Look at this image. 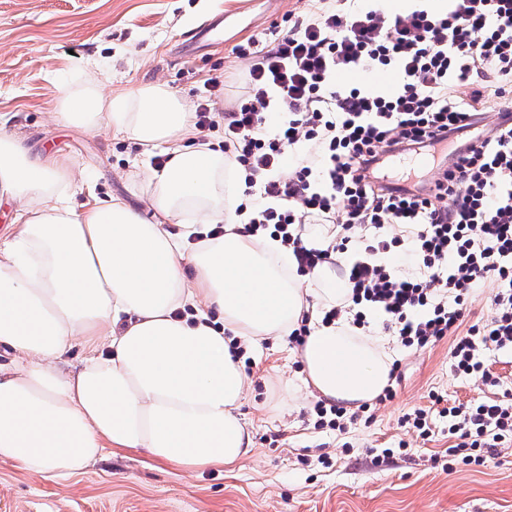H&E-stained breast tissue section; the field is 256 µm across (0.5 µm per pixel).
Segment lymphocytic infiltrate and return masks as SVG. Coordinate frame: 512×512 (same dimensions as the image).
<instances>
[{"label":"lymphocytic infiltrate","mask_w":512,"mask_h":512,"mask_svg":"<svg viewBox=\"0 0 512 512\" xmlns=\"http://www.w3.org/2000/svg\"><path fill=\"white\" fill-rule=\"evenodd\" d=\"M250 59L247 91L235 110L199 103L195 127L220 129L245 171L246 203L236 212L249 234L270 233L292 248L299 273L332 252L365 242L366 259L346 276L353 322L377 310L402 347L422 350L451 338L449 368L485 376L482 350H512V124L491 135L471 128L488 97L512 115V0H448L389 16L327 7L294 21L273 47L239 49ZM392 68L394 90L340 83L342 74ZM455 144L452 169L399 185L394 159ZM308 224L336 228L333 249L308 247ZM405 247L420 273L383 263ZM494 288V315L465 325L469 296ZM417 409L404 421L419 436L431 416L447 419L449 456L482 465L512 442V400Z\"/></svg>","instance_id":"1"}]
</instances>
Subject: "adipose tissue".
I'll return each instance as SVG.
<instances>
[{"mask_svg":"<svg viewBox=\"0 0 512 512\" xmlns=\"http://www.w3.org/2000/svg\"><path fill=\"white\" fill-rule=\"evenodd\" d=\"M192 112L159 80L106 89L90 74L60 90L55 120L107 127L146 152L166 146V165L141 179L145 215L113 197L76 212L83 172L0 134V198L14 203L16 224L0 246V461L55 478L109 449L187 471L234 466L254 448L239 414L247 376L231 347L303 322L311 395L356 408L388 385L385 337L323 321L350 298L335 270L346 254L301 274L281 242L242 233L244 175L234 154L200 141ZM218 224L223 234L212 235ZM78 342L87 356L64 369Z\"/></svg>","mask_w":512,"mask_h":512,"instance_id":"obj_1","label":"adipose tissue"}]
</instances>
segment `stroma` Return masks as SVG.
Masks as SVG:
<instances>
[{"instance_id":"1","label":"stroma","mask_w":512,"mask_h":512,"mask_svg":"<svg viewBox=\"0 0 512 512\" xmlns=\"http://www.w3.org/2000/svg\"><path fill=\"white\" fill-rule=\"evenodd\" d=\"M313 8L312 0H0V117L33 154L84 172L75 205L109 195L146 211L134 176L153 156L110 129L52 120L61 87L91 71L107 87L162 79L192 103L208 98L229 112L245 93L249 64L234 46L252 38L271 44ZM217 14L225 19L223 44L189 58L175 54ZM211 78L218 90L209 89ZM450 346L445 339L425 350L395 347V397L371 403L368 419L339 430L316 426L315 397L283 388L303 377L297 345L264 341L240 408L251 457L184 472L143 452L115 451L68 479L0 462V512H512V448L495 463H453L447 419L433 417L425 438L401 422L434 394L450 405L512 395V351L484 350L490 386L454 376Z\"/></svg>"}]
</instances>
